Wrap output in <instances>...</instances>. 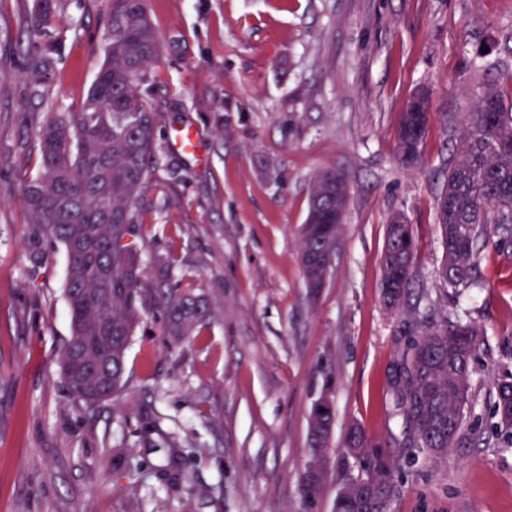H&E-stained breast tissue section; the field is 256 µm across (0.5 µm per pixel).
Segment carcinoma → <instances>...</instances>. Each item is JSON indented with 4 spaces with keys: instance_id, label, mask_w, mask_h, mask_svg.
Wrapping results in <instances>:
<instances>
[{
    "instance_id": "carcinoma-1",
    "label": "carcinoma",
    "mask_w": 512,
    "mask_h": 512,
    "mask_svg": "<svg viewBox=\"0 0 512 512\" xmlns=\"http://www.w3.org/2000/svg\"><path fill=\"white\" fill-rule=\"evenodd\" d=\"M58 0H34L35 34L49 23ZM105 60L78 112H62L37 123L39 173L28 180L24 201L29 223L61 244L69 256L66 285L72 336L61 354L70 394L88 407L120 396L126 353L138 325L142 267L126 237L136 235L137 205L160 146L161 113L140 92L150 66L161 54V39L146 0H112L105 32ZM34 72L50 65L51 42L28 40ZM432 113L408 103L396 137L404 167L421 157ZM336 188V171L319 172L311 182L309 211L300 236V261L307 287L316 293L328 271L321 264L335 247L340 225L336 209H346L348 187ZM436 219L443 243L437 277L445 288L470 284L479 244L491 235L512 239V71L501 72L481 92L452 145ZM417 245L405 215L386 224L381 259L384 306L412 319L414 328L394 363L399 378L389 380L408 436L406 447L438 460L467 438L465 410L471 390V363L480 329L463 317L437 323L412 301ZM168 335L183 340L200 332L207 315L201 300L179 288L161 296ZM496 427L512 435V377L495 381L490 392ZM334 411L315 404L310 415V465L319 474L302 478L306 503L320 496L321 453L329 439ZM346 454L361 464V475L345 483L334 512H389L396 493L399 459L385 442L353 424L345 436Z\"/></svg>"
}]
</instances>
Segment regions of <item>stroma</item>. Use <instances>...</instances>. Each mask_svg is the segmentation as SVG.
Listing matches in <instances>:
<instances>
[{
	"mask_svg": "<svg viewBox=\"0 0 512 512\" xmlns=\"http://www.w3.org/2000/svg\"><path fill=\"white\" fill-rule=\"evenodd\" d=\"M32 3L0 0V512H333L360 472L343 452L355 422L401 459L390 512H512V438L489 402L512 373V247H484L470 288L435 279L452 140L481 88L512 69V0H147L163 45L149 99L164 115L134 240L147 293L122 397L93 409L74 402L60 364L68 256L29 224L23 188L41 164L34 121L86 99L111 2L62 0L39 36L57 54L36 83L20 44ZM423 86L433 116L422 162L407 169L395 136ZM186 125L201 139L193 153L170 142ZM325 169L344 174L349 199L314 296L299 228ZM397 212L414 226L423 307L437 321L468 314L484 335L473 440L437 463L409 461L386 382L409 328L381 302ZM169 287L194 289L212 310L178 343L159 304ZM325 392L334 427L310 509L308 421ZM169 434L187 454L171 458ZM118 448L133 449L130 467L114 468Z\"/></svg>",
	"mask_w": 512,
	"mask_h": 512,
	"instance_id": "stroma-1",
	"label": "stroma"
}]
</instances>
